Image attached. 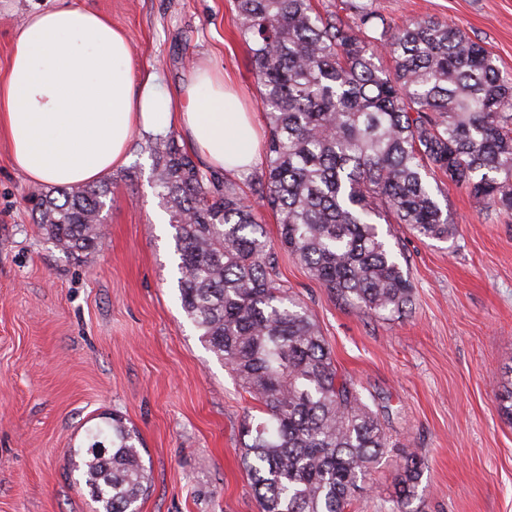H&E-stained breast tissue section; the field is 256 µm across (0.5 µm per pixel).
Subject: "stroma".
I'll return each mask as SVG.
<instances>
[{"instance_id":"35a3bbf8","label":"stroma","mask_w":512,"mask_h":512,"mask_svg":"<svg viewBox=\"0 0 512 512\" xmlns=\"http://www.w3.org/2000/svg\"><path fill=\"white\" fill-rule=\"evenodd\" d=\"M132 40V74L178 93L192 65L223 70L259 103L233 0H70ZM61 0H0V72L29 13ZM392 25L433 19L491 51L512 76V0H371ZM148 137L103 178L101 245L65 255L34 222L32 185L0 143V512H94L67 465L102 415L137 429L148 470L139 512H258L242 461L255 400L181 306L171 216ZM445 241L391 225L414 289L411 313L375 316L333 298L285 250L278 280L313 312L340 373L378 413L388 454L350 512H389L408 455L421 463L419 512H512V421L498 396L512 366V216L444 183Z\"/></svg>"}]
</instances>
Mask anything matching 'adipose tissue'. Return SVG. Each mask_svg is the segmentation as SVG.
<instances>
[{
	"label": "adipose tissue",
	"mask_w": 512,
	"mask_h": 512,
	"mask_svg": "<svg viewBox=\"0 0 512 512\" xmlns=\"http://www.w3.org/2000/svg\"><path fill=\"white\" fill-rule=\"evenodd\" d=\"M174 127L206 169L239 174L258 160L256 114L222 71L196 66L174 95L158 75L134 80L126 34L98 11L63 5L25 20L0 73V139L30 182L94 183L127 163L134 132Z\"/></svg>",
	"instance_id": "obj_1"
}]
</instances>
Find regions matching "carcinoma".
<instances>
[{
	"label": "carcinoma",
	"instance_id": "cac0c4a2",
	"mask_svg": "<svg viewBox=\"0 0 512 512\" xmlns=\"http://www.w3.org/2000/svg\"><path fill=\"white\" fill-rule=\"evenodd\" d=\"M234 6L270 128L256 193L278 217L280 245L332 297L372 315L411 311L413 285L378 220L448 240L439 177L512 214V80L461 30L431 19L395 27L363 0L323 14L313 0ZM149 149L182 308L266 414L243 454L260 512H348L388 451L382 423L316 319L278 284L275 244L238 184L197 165L172 133ZM107 192L29 197L48 238L78 256L98 247ZM141 447L115 412L87 431L72 466L96 512H134L148 481ZM421 477L407 459L391 512H409Z\"/></svg>",
	"mask_w": 512,
	"mask_h": 512
}]
</instances>
